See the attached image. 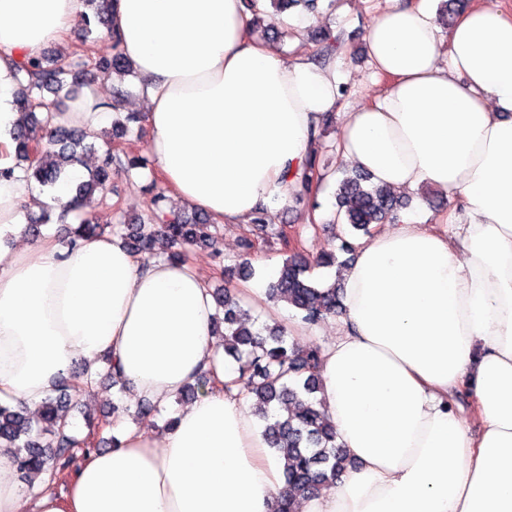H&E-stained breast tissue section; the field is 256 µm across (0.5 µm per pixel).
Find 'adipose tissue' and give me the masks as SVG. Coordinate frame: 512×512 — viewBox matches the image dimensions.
Masks as SVG:
<instances>
[{"label":"adipose tissue","instance_id":"ef3b65f1","mask_svg":"<svg viewBox=\"0 0 512 512\" xmlns=\"http://www.w3.org/2000/svg\"><path fill=\"white\" fill-rule=\"evenodd\" d=\"M82 0H0V155L16 66L64 41ZM243 0H114L112 28L147 88L149 156L177 199L241 224L287 202L339 97L334 68L284 60L248 32ZM390 85L347 112L342 162L453 207L404 213L360 239L344 315L322 352L321 398L354 460L303 512H512V16L435 14L391 0L366 34ZM80 170L39 195L0 179V231L62 207ZM214 303L191 263L144 261L112 235L0 248V403L36 407L77 362L112 357L132 399L165 405L223 369ZM465 393L478 429L460 414ZM65 493L35 475L27 504L0 448V512H274L284 461L239 390L200 396L161 436L122 428Z\"/></svg>","mask_w":512,"mask_h":512}]
</instances>
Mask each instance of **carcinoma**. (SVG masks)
I'll use <instances>...</instances> for the list:
<instances>
[{"label":"carcinoma","mask_w":512,"mask_h":512,"mask_svg":"<svg viewBox=\"0 0 512 512\" xmlns=\"http://www.w3.org/2000/svg\"><path fill=\"white\" fill-rule=\"evenodd\" d=\"M114 0H83L87 11L81 14L85 35L93 32L91 18L109 22ZM281 11L301 8L306 12L332 9L335 0H270ZM112 57L91 64H73L60 57L40 54L19 66L17 83L23 85L18 93L16 108L25 117L22 126L14 129L18 156L29 162L25 169L28 180L44 187L53 186L70 169L83 164L79 151L96 158L88 177L76 184L65 211L71 213L90 200L95 193H104L113 180L123 173L148 166V158L131 147L127 136L131 124L141 122V115L129 112L112 124V137L98 145V132L50 125L56 102L77 93L83 85L100 76L122 79L134 74L133 63L120 49L117 34H112ZM53 100H46V95ZM301 190L296 198H312L327 177L326 169L316 157L303 164ZM166 195L157 190L150 200L146 216L125 225L101 223L92 217H82L70 228L68 243L94 237L106 232L120 237L135 255L144 260L154 256L158 238L167 241L169 250L164 259L185 263L192 249L214 243L217 225L208 218L190 219L165 208ZM336 213L348 236L341 237L340 250L353 253L358 234L369 235L372 227L394 220L406 203L394 192L369 184V174L356 172L344 175L336 189ZM276 237L284 246L289 240L283 229L266 224V212L260 211L252 220V233L242 239V251L234 264L224 267V276H252V253L256 240ZM311 265L297 252L285 259L276 280L269 283L268 297L285 300L301 320L309 325L321 322L341 307L340 287L328 286L310 277ZM216 301L215 328L224 345V354L237 364L238 377L224 382L229 391L242 386L253 395V414L266 422L263 435L270 448L287 461L285 470L286 495L278 512H295L297 498L310 494L324 485L350 464L341 446L336 444V430L316 398L321 391L318 369L321 350L303 347L287 340L280 326H267L265 332L253 330L249 320L238 316V302L228 288L213 290ZM84 380L91 387L85 369L77 367L69 378H63L40 405L37 418L26 415L23 406L0 404V447L14 449L16 468L25 480L34 472H47L51 478L64 475L77 457L106 443L114 447L119 440L106 437L111 427L108 417L96 421L85 418L88 433L79 437L73 430L70 410L71 393L76 391L75 380Z\"/></svg>","instance_id":"carcinoma-1"}]
</instances>
